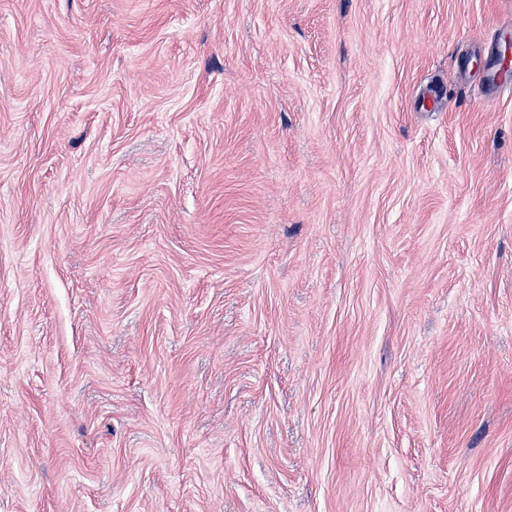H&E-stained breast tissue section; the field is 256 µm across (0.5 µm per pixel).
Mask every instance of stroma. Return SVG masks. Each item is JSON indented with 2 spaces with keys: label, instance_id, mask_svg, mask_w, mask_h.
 <instances>
[{
  "label": "stroma",
  "instance_id": "stroma-1",
  "mask_svg": "<svg viewBox=\"0 0 512 512\" xmlns=\"http://www.w3.org/2000/svg\"><path fill=\"white\" fill-rule=\"evenodd\" d=\"M512 0H0V512H512Z\"/></svg>",
  "mask_w": 512,
  "mask_h": 512
}]
</instances>
